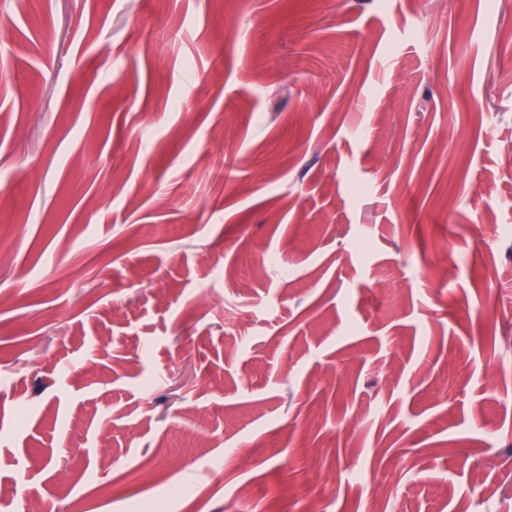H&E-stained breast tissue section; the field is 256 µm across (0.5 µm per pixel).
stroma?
<instances>
[{"label":"stroma","instance_id":"obj_1","mask_svg":"<svg viewBox=\"0 0 512 512\" xmlns=\"http://www.w3.org/2000/svg\"><path fill=\"white\" fill-rule=\"evenodd\" d=\"M0 69V512H512V0H0Z\"/></svg>","mask_w":512,"mask_h":512}]
</instances>
